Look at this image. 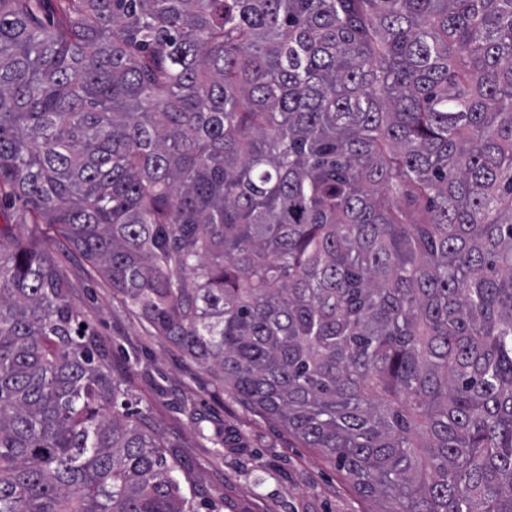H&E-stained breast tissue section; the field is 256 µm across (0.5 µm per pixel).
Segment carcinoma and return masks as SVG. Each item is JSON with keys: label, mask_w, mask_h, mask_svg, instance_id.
Listing matches in <instances>:
<instances>
[{"label": "carcinoma", "mask_w": 512, "mask_h": 512, "mask_svg": "<svg viewBox=\"0 0 512 512\" xmlns=\"http://www.w3.org/2000/svg\"><path fill=\"white\" fill-rule=\"evenodd\" d=\"M3 196L377 512H512V0H0ZM0 234V512H194Z\"/></svg>", "instance_id": "obj_1"}]
</instances>
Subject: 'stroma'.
Masks as SVG:
<instances>
[{"instance_id":"obj_1","label":"stroma","mask_w":512,"mask_h":512,"mask_svg":"<svg viewBox=\"0 0 512 512\" xmlns=\"http://www.w3.org/2000/svg\"><path fill=\"white\" fill-rule=\"evenodd\" d=\"M30 240L68 284V299L97 336L109 369L131 394L194 491L197 512H374L333 465L306 448L278 420L252 408L208 372L154 336L55 226L33 223L16 203L0 225ZM242 437L243 448L213 444L217 432Z\"/></svg>"}]
</instances>
